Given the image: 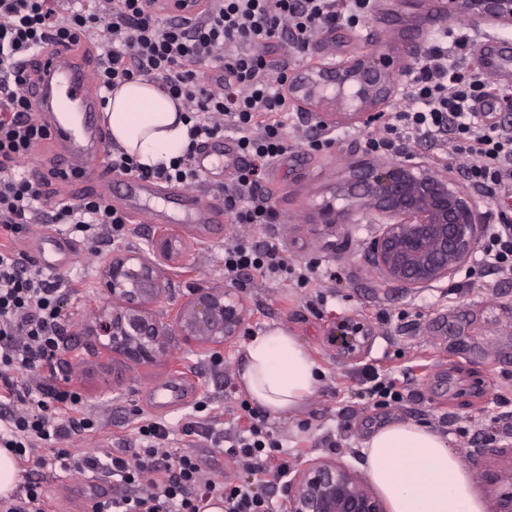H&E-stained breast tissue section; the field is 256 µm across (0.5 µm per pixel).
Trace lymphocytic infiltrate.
Returning a JSON list of instances; mask_svg holds the SVG:
<instances>
[{
	"instance_id": "1",
	"label": "lymphocytic infiltrate",
	"mask_w": 512,
	"mask_h": 512,
	"mask_svg": "<svg viewBox=\"0 0 512 512\" xmlns=\"http://www.w3.org/2000/svg\"><path fill=\"white\" fill-rule=\"evenodd\" d=\"M372 0H205L194 18L170 15L163 0H0V446L27 464L28 449L41 448V465L65 471L107 474L112 495L96 512H201L212 502L224 512H273L255 483L269 470L287 475V459H272L278 442L264 414L236 415L228 431L213 432L216 445L250 474L233 483L205 470L189 447L199 434L188 422L180 438L167 425L144 419L141 446L131 454L102 448L70 457L60 444L91 432L94 420L78 394L51 389L63 342V296L57 280L16 248L26 225L50 220L60 232L94 242L102 236L125 240L128 219L103 196L48 205L36 172L23 167L35 148L49 139L29 97L32 76L25 64L36 52L66 42L89 43L101 37L97 83L111 95L122 83L140 78L162 86L182 100L191 121L190 142L169 166L139 168L117 146L106 149L113 171L143 180L193 185L201 174L195 164L208 140L236 135L243 162L224 191V211L237 224H268L272 193L259 168L286 154L288 96L269 49L288 42L302 52L330 26H358ZM220 72L206 76L205 63ZM408 103L394 112L370 138L369 151L397 146L449 131L465 158L466 178L488 191L496 204L495 230L482 254L494 274L512 278V135L483 122L476 102L491 94L481 69L455 73L448 49L431 44L410 71ZM315 267L289 261L275 250L245 240L224 247V279L236 285L246 278L283 279L298 288L313 287ZM34 373L36 382L22 380Z\"/></svg>"
}]
</instances>
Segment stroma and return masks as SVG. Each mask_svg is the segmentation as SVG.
<instances>
[{"instance_id":"stroma-1","label":"stroma","mask_w":512,"mask_h":512,"mask_svg":"<svg viewBox=\"0 0 512 512\" xmlns=\"http://www.w3.org/2000/svg\"><path fill=\"white\" fill-rule=\"evenodd\" d=\"M440 6L441 0L413 8L405 0H374L371 14L358 27L325 29L302 53L277 48L273 54L285 58L289 72L297 73L327 60L375 52L399 57L407 40L427 45L438 30L466 36L467 45L454 52L461 68L479 60L485 36H494L512 51V27H475L452 17L440 20ZM318 122L308 112L294 115L287 128L291 149L265 172L273 192V223L227 220L219 229L170 225L181 255L162 266L172 294L157 305L156 313L170 321L173 307L192 290L223 284L224 247L239 238L271 245L297 262L317 263L319 285L329 286L330 273L340 272L343 281L335 295L320 306L314 289L285 280H251L243 289L248 305L245 327L220 352L191 347L173 335L167 356L142 367H125L86 333L100 296L101 262L118 248L147 251L159 226L146 220L145 212L161 217L175 212L167 184L152 194L132 197V234L116 245L106 240L93 247L75 241L73 263L57 272L66 290L65 332L52 384L78 392L98 422L96 432L64 442V449L77 456L103 446L137 450L142 418L163 420L175 431L189 418L204 421L206 412L194 410L200 401L207 402V412L239 411L247 398L238 383L242 347L251 336L272 328L296 336L321 370L317 390L306 405L295 414L267 418L292 468L318 457H335L365 474L361 442L371 427L392 420L430 425L456 452L476 450L490 458L512 444V280L491 275L473 260L453 278L418 293L382 282L365 258L374 225L359 215L346 224H322L316 211L349 163L365 150L370 129L358 123L332 128L333 145L316 151L308 141L319 134ZM453 144L445 133L412 142L405 151L431 164L446 162L463 186L465 163ZM338 313L358 316L374 332L369 351L359 361L338 357L326 342L329 319ZM367 367L399 378L403 401L378 404L362 377ZM28 473L42 479L48 512H80L88 499L112 492L108 477L89 481L74 471L36 464Z\"/></svg>"}]
</instances>
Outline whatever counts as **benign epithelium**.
<instances>
[{
    "label": "benign epithelium",
    "mask_w": 512,
    "mask_h": 512,
    "mask_svg": "<svg viewBox=\"0 0 512 512\" xmlns=\"http://www.w3.org/2000/svg\"><path fill=\"white\" fill-rule=\"evenodd\" d=\"M445 12L473 26H512V0H446ZM406 64L385 55L327 62L288 80V93L299 107L317 113L320 127L370 126L383 117L381 106L395 92L394 75ZM331 199L319 208V223L340 224L358 213L379 225L368 257L388 283L421 291L453 277L472 258L479 236L487 232L476 199L440 168L410 156L376 160L369 153L348 166V176L333 186ZM348 201L336 211V198ZM171 237L152 236L149 253L117 250L105 257L99 277L104 301L88 335L112 358L129 366L154 363L167 352L172 332L198 348L220 349L235 340L248 310L237 287L198 288L178 304L171 322L154 308L170 296L161 263L169 260ZM372 330L354 315L330 320L326 342L348 361L362 358ZM503 489L495 512H512V447L499 450ZM283 512H387L383 498L348 464L318 457L288 480Z\"/></svg>",
    "instance_id": "benign-epithelium-1"
}]
</instances>
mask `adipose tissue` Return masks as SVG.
<instances>
[{"label": "adipose tissue", "mask_w": 512, "mask_h": 512, "mask_svg": "<svg viewBox=\"0 0 512 512\" xmlns=\"http://www.w3.org/2000/svg\"><path fill=\"white\" fill-rule=\"evenodd\" d=\"M184 116L180 101L141 79L114 89L102 114L113 142L146 167L182 153L189 142ZM238 382L257 406L286 415L313 396L317 367L296 336L276 328L244 344ZM362 452L367 474L390 512H485L470 471L427 425H383L363 441Z\"/></svg>", "instance_id": "ef3b65f1"}]
</instances>
